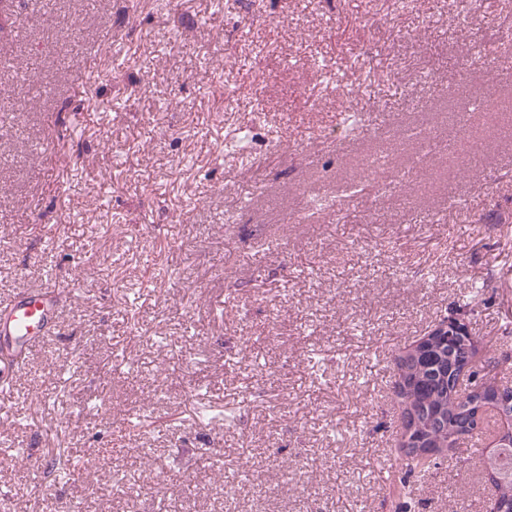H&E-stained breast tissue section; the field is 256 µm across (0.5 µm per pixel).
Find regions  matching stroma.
Wrapping results in <instances>:
<instances>
[{
  "label": "stroma",
  "instance_id": "obj_1",
  "mask_svg": "<svg viewBox=\"0 0 512 512\" xmlns=\"http://www.w3.org/2000/svg\"><path fill=\"white\" fill-rule=\"evenodd\" d=\"M508 21L512 0H17L0 82L39 80L0 102V300L63 305L0 399L12 512H489L493 434L406 472L394 382L460 311L512 386ZM416 158L429 180L397 183ZM81 449V480L48 476Z\"/></svg>",
  "mask_w": 512,
  "mask_h": 512
}]
</instances>
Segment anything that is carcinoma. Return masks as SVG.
Returning a JSON list of instances; mask_svg holds the SVG:
<instances>
[{
    "instance_id": "cac0c4a2",
    "label": "carcinoma",
    "mask_w": 512,
    "mask_h": 512,
    "mask_svg": "<svg viewBox=\"0 0 512 512\" xmlns=\"http://www.w3.org/2000/svg\"><path fill=\"white\" fill-rule=\"evenodd\" d=\"M480 341L448 318L441 335H428L396 358L401 382L396 397L404 406L401 448L412 471L415 448H454L489 422L498 423L494 451L484 458L488 480L495 483L497 512H512V387L487 377L471 391L454 383L464 367L474 368Z\"/></svg>"
}]
</instances>
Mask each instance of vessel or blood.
Returning <instances> with one entry per match:
<instances>
[{
    "label": "vessel or blood",
    "mask_w": 512,
    "mask_h": 512,
    "mask_svg": "<svg viewBox=\"0 0 512 512\" xmlns=\"http://www.w3.org/2000/svg\"><path fill=\"white\" fill-rule=\"evenodd\" d=\"M58 311V294L44 286L17 301L0 305V380L13 375L14 358L42 342Z\"/></svg>",
    "instance_id": "b4317fda"
}]
</instances>
